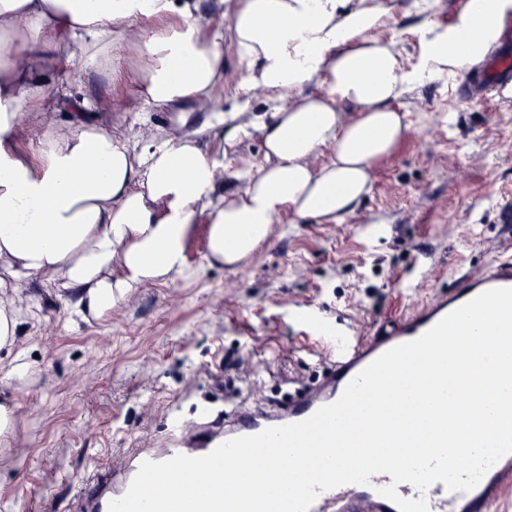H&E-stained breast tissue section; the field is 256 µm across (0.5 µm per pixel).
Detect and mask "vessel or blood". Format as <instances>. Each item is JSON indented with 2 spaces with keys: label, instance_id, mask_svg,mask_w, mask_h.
Returning a JSON list of instances; mask_svg holds the SVG:
<instances>
[{
  "label": "vessel or blood",
  "instance_id": "b4317fda",
  "mask_svg": "<svg viewBox=\"0 0 512 512\" xmlns=\"http://www.w3.org/2000/svg\"><path fill=\"white\" fill-rule=\"evenodd\" d=\"M511 81L512 34L484 70L467 85L465 95L468 99L485 102L494 97L498 86ZM495 288H512V256L497 260L481 275L458 277L426 303L373 325L365 337L336 332L329 338L328 358L321 377L310 388L290 396L284 406L271 410L258 407L225 415L205 405L191 427L181 418H173L163 448L135 450L129 458V468L122 473L94 471L77 481L74 485L76 512H108L110 502L126 493L143 461H165L178 454L200 457L232 438L255 435L272 426L309 418L322 406L337 401L349 381L383 353L419 338L460 305ZM392 483L390 475L378 473L371 476L369 483L346 484L321 492L309 512H399L394 502L379 493L381 487ZM396 486L403 498H425L429 512H503L505 505L512 502V454L498 460L467 492L450 491L440 482L423 492L409 483Z\"/></svg>",
  "mask_w": 512,
  "mask_h": 512
}]
</instances>
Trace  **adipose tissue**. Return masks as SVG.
Wrapping results in <instances>:
<instances>
[{"label": "adipose tissue", "mask_w": 512, "mask_h": 512, "mask_svg": "<svg viewBox=\"0 0 512 512\" xmlns=\"http://www.w3.org/2000/svg\"><path fill=\"white\" fill-rule=\"evenodd\" d=\"M231 10V34L211 33L199 0H0V288L47 276L75 289L101 318L135 290L186 275V241L207 226L208 263L235 268L268 242L283 217L339 223L369 193L376 164L407 136L398 108L415 87L464 78L499 41L512 0H466L453 21L412 29L419 53L404 65L378 29L395 23L383 0H213ZM139 65L133 94L176 113L166 134L134 150L90 102L68 97L66 127H26L45 91L33 68L109 66L116 46ZM245 69L239 91L259 87L279 106L262 122L267 164L225 193L223 153L204 150L190 108L211 106L207 129L238 139L217 110L226 48ZM321 83L323 94L307 89ZM354 116L341 123V106ZM327 150L317 167L310 158Z\"/></svg>", "instance_id": "1"}]
</instances>
